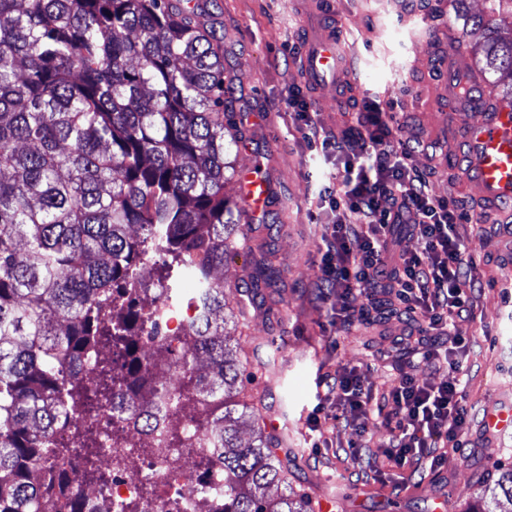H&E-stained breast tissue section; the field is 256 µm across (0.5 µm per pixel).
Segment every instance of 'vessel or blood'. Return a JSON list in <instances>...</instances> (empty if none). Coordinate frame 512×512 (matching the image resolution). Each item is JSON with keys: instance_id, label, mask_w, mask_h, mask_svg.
Wrapping results in <instances>:
<instances>
[{"instance_id": "b4317fda", "label": "vessel or blood", "mask_w": 512, "mask_h": 512, "mask_svg": "<svg viewBox=\"0 0 512 512\" xmlns=\"http://www.w3.org/2000/svg\"><path fill=\"white\" fill-rule=\"evenodd\" d=\"M306 37L299 50L297 66L303 80L316 88L343 85L349 79L350 57L333 25L318 21L319 0H306ZM444 52L447 80L439 94L453 110L470 115V122L451 123L449 142L464 151L461 177L478 205L497 214L503 226L512 225V103L492 94L473 102L470 89L481 77L464 62L459 44L450 32L437 34ZM237 192L251 209H270L276 185L267 175L241 173ZM490 434L512 430V404L486 408L481 423Z\"/></svg>"}]
</instances>
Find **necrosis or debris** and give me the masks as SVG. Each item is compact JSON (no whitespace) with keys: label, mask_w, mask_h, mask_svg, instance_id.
Masks as SVG:
<instances>
[{"label":"necrosis or debris","mask_w":512,"mask_h":512,"mask_svg":"<svg viewBox=\"0 0 512 512\" xmlns=\"http://www.w3.org/2000/svg\"><path fill=\"white\" fill-rule=\"evenodd\" d=\"M198 410H163L149 431L127 419L120 436L103 427L101 465L111 471L104 486L86 487L75 420L64 421L58 435L70 443L63 459L73 482L68 492H47L44 512H222L224 474L200 464L213 445L196 422Z\"/></svg>","instance_id":"obj_1"}]
</instances>
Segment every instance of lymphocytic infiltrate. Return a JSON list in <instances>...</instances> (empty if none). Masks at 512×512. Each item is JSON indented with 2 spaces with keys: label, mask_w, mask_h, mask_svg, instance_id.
<instances>
[{
  "label": "lymphocytic infiltrate",
  "mask_w": 512,
  "mask_h": 512,
  "mask_svg": "<svg viewBox=\"0 0 512 512\" xmlns=\"http://www.w3.org/2000/svg\"><path fill=\"white\" fill-rule=\"evenodd\" d=\"M288 105L305 126L307 139L341 165L335 183L318 192L321 205L335 215L318 248L321 287L346 298L359 288L384 289L439 336L455 320L468 317L481 283L458 230L463 217L453 199L431 195L410 165L414 151L397 140L395 117L386 105L374 98L358 105L349 131L363 142L359 153L324 132L307 98L293 94ZM397 224L416 233L420 251L393 250L389 232ZM390 396L399 418L388 451L396 465L437 443L455 441L467 430L463 396L451 385H421L405 376Z\"/></svg>",
  "instance_id": "f902f5d3"
}]
</instances>
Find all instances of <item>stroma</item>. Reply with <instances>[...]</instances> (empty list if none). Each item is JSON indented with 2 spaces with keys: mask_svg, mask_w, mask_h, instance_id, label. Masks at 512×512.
I'll return each mask as SVG.
<instances>
[{
  "mask_svg": "<svg viewBox=\"0 0 512 512\" xmlns=\"http://www.w3.org/2000/svg\"><path fill=\"white\" fill-rule=\"evenodd\" d=\"M400 0H333V15L354 59L356 84L332 112H319L325 131L339 133L345 113L361 99L394 103L396 138L422 142L413 164L431 194L450 197L467 215L469 252L482 281L472 315L455 332L467 343L455 369L435 368L422 355L431 339L398 310L355 294L354 323L341 322L339 295L321 299L317 249L331 213L317 192L335 172L333 161L310 147L288 107L292 91L310 95L295 68L305 30L300 0H209L213 27L224 35V70L235 76L232 127L225 133L235 171L262 166L278 183L276 204L254 219L236 213L241 240L226 262L230 291L224 313L231 344L250 380L240 398L260 416L268 434L287 431L277 447L287 458L288 481L278 493L307 495L313 512L323 501L335 512H432L435 492L447 494V512H466L497 461L512 462V433L488 437L480 428L486 407L512 399V277L505 257L512 240L494 215L479 213L458 175V155L440 129L448 111L437 100L439 66L434 44L415 28L460 32L448 0H421L401 22ZM269 252L280 278L251 286L255 262ZM277 343L275 371L260 358ZM356 373L384 412L365 419L330 392L327 380ZM421 383L461 386L472 423L458 442L397 466L386 451L393 437L389 392L403 375ZM318 427H310L312 415Z\"/></svg>",
  "mask_w": 512,
  "mask_h": 512,
  "instance_id": "obj_1",
  "label": "stroma"
}]
</instances>
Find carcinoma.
<instances>
[{
  "label": "carcinoma",
  "mask_w": 512,
  "mask_h": 512,
  "mask_svg": "<svg viewBox=\"0 0 512 512\" xmlns=\"http://www.w3.org/2000/svg\"><path fill=\"white\" fill-rule=\"evenodd\" d=\"M493 24L454 0L480 35L478 70L512 98V0H488ZM186 0H0V512H41L47 475L67 447L65 418L84 415L80 358L104 347L96 396L144 388L145 360L167 358L166 309L146 317L140 294L174 304L169 271L193 284L192 345L177 361L175 398L209 407L198 425L215 435L224 512H311L303 497L273 498L287 479L278 446L253 418L240 439L243 365L224 334V255L237 247L238 201L224 194V141L235 77L224 37ZM149 403H112V423ZM83 477L105 484L97 429L78 432ZM512 502V464L500 463L468 512Z\"/></svg>",
  "instance_id": "cac0c4a2"
}]
</instances>
